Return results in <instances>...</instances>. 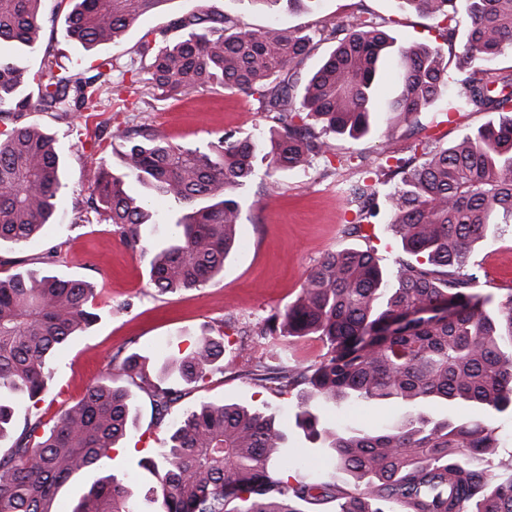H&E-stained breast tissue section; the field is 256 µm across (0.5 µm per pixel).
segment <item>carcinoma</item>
Returning <instances> with one entry per match:
<instances>
[{
	"mask_svg": "<svg viewBox=\"0 0 512 512\" xmlns=\"http://www.w3.org/2000/svg\"><path fill=\"white\" fill-rule=\"evenodd\" d=\"M65 1V36L87 49L120 39L169 2ZM41 2L0 0V243L38 236L54 222L66 188L56 139L19 122L23 113L95 112L115 71L143 75L168 95L215 85L262 97L268 124L257 135L227 132L203 147L145 124L112 135L120 142L121 173L99 162L83 221L91 213L104 217L127 248L146 253L142 227L150 214L129 184L178 202L184 213L150 261V283L161 293L199 288L224 271L238 244L239 192L253 180L258 157L274 172L291 171L332 149L324 133L360 138L372 131L385 66L393 67L397 90L384 111L402 121L434 106L449 84L468 112L511 113L428 152L420 164L397 160L402 178L385 202L408 258L396 270L382 268L370 248L329 253L297 299L259 331L264 338L325 340L314 363L280 361L275 376L254 380H273L280 394L307 387L294 427L325 451L331 476L290 483L288 424L259 409L202 401L166 441L152 493L160 512H305L300 504L328 500L336 512H512V475L493 472L499 438L488 423L512 413V289L498 299L474 291L482 270L468 261L494 225L512 222V70L498 67L512 55V0H465L464 65L453 74L441 47L399 44L379 23L356 16L337 25L341 38L305 80L297 67L316 32L244 29L203 0L171 23L179 38L166 29L154 34L137 60L97 57L66 66L49 52L44 67L30 73L11 50L40 45ZM401 2L435 16L439 36L453 43L456 0ZM92 302L87 282L51 271L0 278V438L12 433L11 401H41L55 351L97 321ZM435 307L450 313L409 318ZM223 356L224 337L203 335L189 352L164 359L158 384L147 372V353L126 356L121 369L153 388L166 410L179 400L180 386L204 380ZM438 401L477 416L434 414L430 405ZM369 403L394 405L392 420L372 429L322 420L329 408ZM131 423L128 391L110 375L61 409L52 425L35 415L0 457V512H59L61 491L92 472L99 477L71 512H136L122 479L107 468Z\"/></svg>",
	"mask_w": 512,
	"mask_h": 512,
	"instance_id": "cac0c4a2",
	"label": "carcinoma"
}]
</instances>
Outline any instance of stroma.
Returning <instances> with one entry per match:
<instances>
[{
    "mask_svg": "<svg viewBox=\"0 0 512 512\" xmlns=\"http://www.w3.org/2000/svg\"><path fill=\"white\" fill-rule=\"evenodd\" d=\"M58 0H44V36L70 59L133 56L143 36L163 28L191 10L192 0H170L163 11L142 18L116 44L92 49L65 41V10ZM212 9L232 14L242 26L257 30L279 20L291 28L331 29L333 24L362 15L382 23L401 43L438 39L433 18L401 10L397 0H320L317 8L273 17L249 7L245 0H209ZM455 88H446V98ZM98 111L70 119H54L42 112L27 113L29 123L44 125L53 134L64 159L66 183L56 221L29 242L0 245V278L20 270L48 268L84 280L94 289L97 322L84 335L57 350L44 401L38 405L44 419L58 411L55 397L76 402L104 374L131 395L134 425L125 439L124 452H113V471L126 475V485L138 512H158L151 493L155 477L139 467L140 459L160 461L162 441L184 410L199 401L235 402L293 418L300 390L287 395L261 387L249 373L260 362L287 358L289 365L312 363L326 348L315 336L258 339L257 328L271 314L283 311L298 295L311 269L329 252L344 248L374 249L381 266L391 269L402 259L400 241L389 227L385 195L396 185L384 174L398 159L422 161L429 147H445L472 128L488 121V113L451 112L444 102L418 114L411 127L386 135V114L375 116V128L366 137L338 138L331 155L315 157L309 167L285 173H268L258 163L256 175L242 190L245 201L239 226V243L224 271L204 287L175 293H158L149 284L150 258L127 249L108 222L85 224L88 188L98 174V160L119 169L118 156L106 153L112 133L143 124L188 145L206 143L228 131L253 135L265 123L257 96L204 87L172 97L147 83L114 77L101 96ZM371 185L378 193L369 206L378 212L374 223L360 225L353 186ZM61 252L47 259L50 246ZM470 260L482 266L487 277L479 291L500 296L512 289V224H500L489 242L474 247ZM216 329L224 335V356L219 366L196 384L167 414H159L148 387L131 380L121 361L134 352L160 355L189 349L201 332Z\"/></svg>",
    "mask_w": 512,
    "mask_h": 512,
    "instance_id": "35a3bbf8",
    "label": "stroma"
}]
</instances>
